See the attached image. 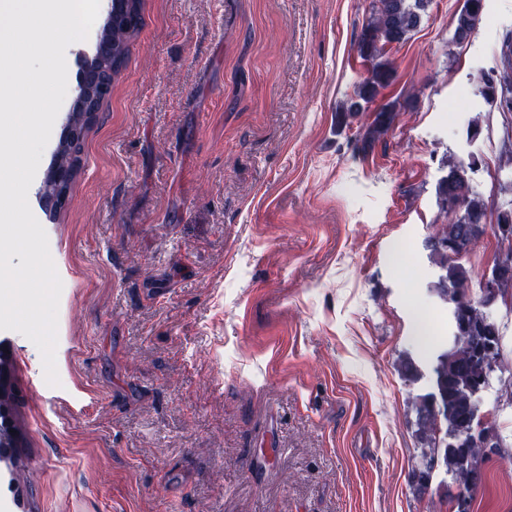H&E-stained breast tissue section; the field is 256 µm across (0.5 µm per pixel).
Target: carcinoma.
I'll return each mask as SVG.
<instances>
[{"label": "carcinoma", "mask_w": 512, "mask_h": 512, "mask_svg": "<svg viewBox=\"0 0 512 512\" xmlns=\"http://www.w3.org/2000/svg\"><path fill=\"white\" fill-rule=\"evenodd\" d=\"M431 0H371L370 15L362 27L358 54L367 63L369 76L354 90L337 123L343 126L348 118L369 110L382 90L393 79V70L386 58L388 49L404 43L421 24ZM484 11V0H463L455 19L453 40L463 42L477 30ZM142 21V0H112V24L103 25L101 40L105 50L84 61L89 75L82 99L71 108L72 131L85 132L90 112L99 107L103 95L100 88L112 84L123 67L131 40ZM482 95L499 112H512L504 106L501 86L481 76ZM396 105L386 103L375 109L374 117L359 134L361 149L371 147L392 127ZM82 145L66 133L60 139L53 164L74 170L81 165ZM476 164L459 162L449 167L448 174L437 188L444 213L443 222L427 241L440 274L431 290L444 302L452 304V335L432 364V391L415 401V437L421 453L412 469L413 488L424 492L431 484L435 469L443 467L461 488L456 499L457 512H468V493L482 480V463L492 451L501 447L494 424L480 416L476 392L485 388L495 369L503 366L500 331L488 312L494 299L470 294V274L461 264V257L479 246L482 237L491 233L497 243L508 241L512 252V199L497 209L495 223H487L488 204L473 189L468 168ZM460 202L458 208L448 204ZM490 278L497 286L495 299L512 298V265L492 267Z\"/></svg>", "instance_id": "cac0c4a2"}]
</instances>
